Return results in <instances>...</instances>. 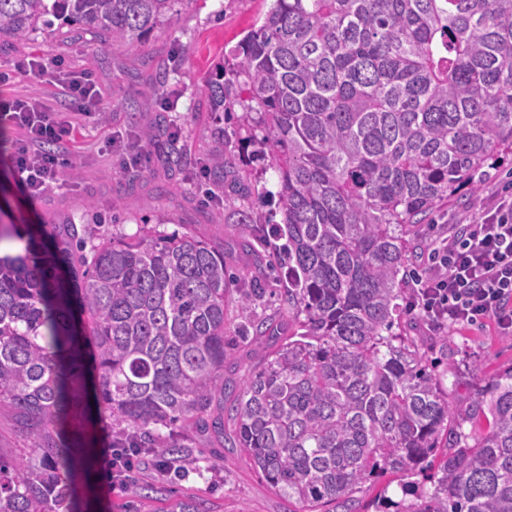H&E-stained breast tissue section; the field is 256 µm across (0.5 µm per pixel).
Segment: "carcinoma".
<instances>
[{"mask_svg": "<svg viewBox=\"0 0 512 512\" xmlns=\"http://www.w3.org/2000/svg\"><path fill=\"white\" fill-rule=\"evenodd\" d=\"M172 2L0 0V35L26 40L51 15L60 33L131 47ZM208 90L211 111L239 105L269 148L298 331L237 384L224 251L147 224L88 248L71 224L62 275L31 227L25 254L0 255V417L26 442L0 452V512H68L95 462L63 438L88 380L120 447L185 467L159 429L212 427L301 512H352L363 483L437 455L433 490L396 512H512V366L461 408L395 331L410 225L512 152V0H273ZM223 168L216 137L208 176ZM238 293L247 308L264 289ZM217 397L225 418L210 421Z\"/></svg>", "mask_w": 512, "mask_h": 512, "instance_id": "1", "label": "carcinoma"}]
</instances>
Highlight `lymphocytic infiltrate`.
<instances>
[{"label": "lymphocytic infiltrate", "instance_id": "obj_1", "mask_svg": "<svg viewBox=\"0 0 512 512\" xmlns=\"http://www.w3.org/2000/svg\"><path fill=\"white\" fill-rule=\"evenodd\" d=\"M54 76L63 95L74 104V118L58 120L37 96L15 97L0 105V114L23 133L8 161L23 191L35 199L60 186L72 164L68 148L76 120L102 115L92 72L64 71L57 60L19 61L13 72H0V84L13 73ZM414 294L409 310L420 311L436 330L490 318L512 334V191L502 190L493 204L469 224L436 231L421 265L411 273Z\"/></svg>", "mask_w": 512, "mask_h": 512}]
</instances>
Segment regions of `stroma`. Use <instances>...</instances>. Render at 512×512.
<instances>
[{"label":"stroma","mask_w":512,"mask_h":512,"mask_svg":"<svg viewBox=\"0 0 512 512\" xmlns=\"http://www.w3.org/2000/svg\"><path fill=\"white\" fill-rule=\"evenodd\" d=\"M271 0H176L171 16L144 44L112 48L90 34L61 36L50 29L19 41L0 36V70L23 57H55L73 70H91L106 113L83 122L70 144L73 164L62 187L36 199L21 191L15 170L0 163V222L6 224H74L86 240L134 235L140 224L158 225L161 233L197 234L223 250L238 279L261 281L265 294L248 310L229 305L231 326L286 319L287 279L273 269V244L262 226L278 209V180L265 161L255 159L244 143L236 115L212 112L207 80L216 66L231 61L243 36L260 25ZM179 129L183 151L173 165L161 142L148 144L149 160L140 171L123 173L106 145L110 138L145 126ZM223 135L225 180L211 183L203 201L197 178L209 162L214 136ZM512 183V156L483 171L476 190L441 202L416 225L409 263L415 264L433 236L436 224H458L480 215L488 196ZM105 216L94 223L93 214ZM406 336L436 361L454 404L495 372L512 366V334H502L494 321L452 327L447 337L433 331L420 313H402ZM181 444L193 448V462L176 484L155 461L142 465L127 486L113 485L105 457H98L87 482L80 484L76 512H173L190 500L199 512H288L262 473L236 448H222L213 434L180 431ZM223 453L224 465L210 468L208 456Z\"/></svg>","instance_id":"1"}]
</instances>
